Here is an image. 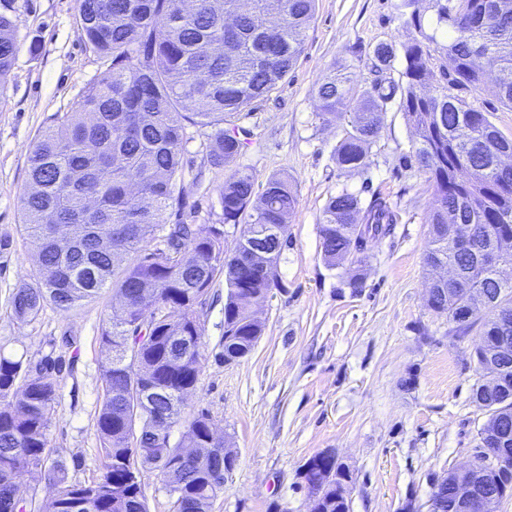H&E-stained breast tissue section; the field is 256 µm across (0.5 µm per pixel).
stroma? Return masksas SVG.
<instances>
[{"mask_svg":"<svg viewBox=\"0 0 512 512\" xmlns=\"http://www.w3.org/2000/svg\"><path fill=\"white\" fill-rule=\"evenodd\" d=\"M400 0H317L304 51L268 97L236 119L251 140L237 160L258 182L294 180L297 205L279 261V286L256 309L265 332L253 352L227 364L226 288L216 284L199 314L203 368L186 410L207 409L237 454L214 512H307L301 466L335 449L353 480L351 512H429L433 487L475 461L485 412L473 398L479 331L458 338L448 317L431 311L424 267L432 198L411 162L413 128L399 103L383 114L367 168L340 173L341 125L318 115L319 80L347 66L359 88L373 79L370 53L414 33ZM15 22L19 50L0 97V354L62 359L58 403L49 427L51 456L72 480L101 469L94 427L100 403L102 326L110 291L75 309L46 305L21 324L11 314L15 288L34 283L35 252L20 224L28 156L52 115L67 111L111 63L87 49L77 0H0ZM209 139L188 127L183 188L195 210L168 211L169 223L224 224L217 188L226 173L208 163ZM385 197L399 214L390 235L371 244L367 274L349 284L347 267L323 256L320 224L342 188ZM228 235H238L224 224Z\"/></svg>","mask_w":512,"mask_h":512,"instance_id":"35a3bbf8","label":"stroma"}]
</instances>
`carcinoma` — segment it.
I'll use <instances>...</instances> for the list:
<instances>
[{
  "label": "carcinoma",
  "instance_id": "obj_1",
  "mask_svg": "<svg viewBox=\"0 0 512 512\" xmlns=\"http://www.w3.org/2000/svg\"><path fill=\"white\" fill-rule=\"evenodd\" d=\"M317 0H79L80 34L112 67L66 112H57L32 149L29 182L20 202L22 231L38 259L35 283L15 289L12 317L34 320L45 304L72 310L112 291L100 342L107 351L95 429L103 454L101 475L72 480L49 459V426L58 398L56 365L0 355V512H27L19 478L47 481L56 493L44 512H148L143 477L157 472L172 512H212L223 492L224 441L212 434L210 412L184 411L175 394L196 389L204 328L198 305L220 279L224 353L249 355L264 333L250 298L278 287V265L297 204L288 176L256 187L254 174L235 163L249 145L233 124L239 112L271 94L304 50ZM416 35L373 49L374 72L361 92L347 67L327 74L317 89L319 117L334 123L352 115L336 145V168L367 167L382 116L399 100L415 130L414 158L427 174L434 206L424 264L434 274L427 306L448 315L450 332L477 329L485 337L499 387L477 385L502 433L512 428V353H500V316L512 314V283L471 255L453 250L450 224H474L503 236L512 232V139L505 137L468 94L485 87L512 109V0H403ZM435 15L425 30L426 12ZM19 44L15 26L0 14V96ZM399 83L380 73L396 58ZM208 131L209 162L231 173L218 187L224 233L207 224L166 222L189 206L184 194L187 127ZM398 213L383 197L362 199L348 188L330 197L320 224L322 251L332 266L349 263L353 285L365 278L368 244L389 235ZM262 240L267 263L245 265L248 247ZM453 263L469 288H448L439 270ZM150 290L163 314L136 308ZM138 347L125 362L126 344ZM192 428L195 454L171 444V427ZM324 493L327 512H350L344 492L350 471L336 466Z\"/></svg>",
  "mask_w": 512,
  "mask_h": 512
}]
</instances>
